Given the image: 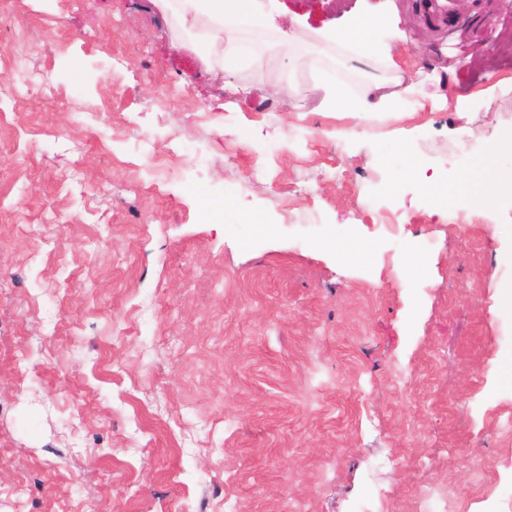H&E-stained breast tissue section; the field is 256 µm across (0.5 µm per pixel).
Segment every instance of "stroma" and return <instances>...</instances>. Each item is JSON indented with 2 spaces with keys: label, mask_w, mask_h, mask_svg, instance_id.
Returning <instances> with one entry per match:
<instances>
[{
  "label": "stroma",
  "mask_w": 512,
  "mask_h": 512,
  "mask_svg": "<svg viewBox=\"0 0 512 512\" xmlns=\"http://www.w3.org/2000/svg\"><path fill=\"white\" fill-rule=\"evenodd\" d=\"M253 10L234 67L154 0H0V512H512V195H393L512 138V0ZM377 15L400 71H337ZM398 89L383 93L374 101L363 99L353 93L343 82L334 80L322 103V109L328 112H336L345 116L361 117L363 112H379L385 118H397L405 112L407 107L412 110L424 108L425 104L412 100L414 89L412 84H406L399 80L396 83Z\"/></svg>",
  "instance_id": "35a3bbf8"
}]
</instances>
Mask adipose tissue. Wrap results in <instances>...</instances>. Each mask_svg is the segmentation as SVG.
<instances>
[{"mask_svg": "<svg viewBox=\"0 0 512 512\" xmlns=\"http://www.w3.org/2000/svg\"><path fill=\"white\" fill-rule=\"evenodd\" d=\"M162 11L177 7L178 21L183 25H195L199 20H207L209 30L206 34L208 46L226 44L230 55H237V43H225L224 37L231 25L237 24L249 12V0H158ZM329 40L348 49L352 60L380 63L389 69H398L394 57L392 41L380 39L375 21L361 18L344 29L329 33ZM412 85L402 84L398 89L379 95L375 100H367L353 93L341 82L334 83L322 103L328 112L345 116H362L366 112H376L384 117H398L405 109H418L420 101L413 98ZM501 143H492L487 154L475 161L462 175L457 184L451 185L443 180L430 177L418 181L420 189L432 197L437 207L444 208L453 204L466 207H488L495 203L499 195L512 193V180L500 179L494 168L496 154Z\"/></svg>", "mask_w": 512, "mask_h": 512, "instance_id": "obj_1", "label": "adipose tissue"}]
</instances>
